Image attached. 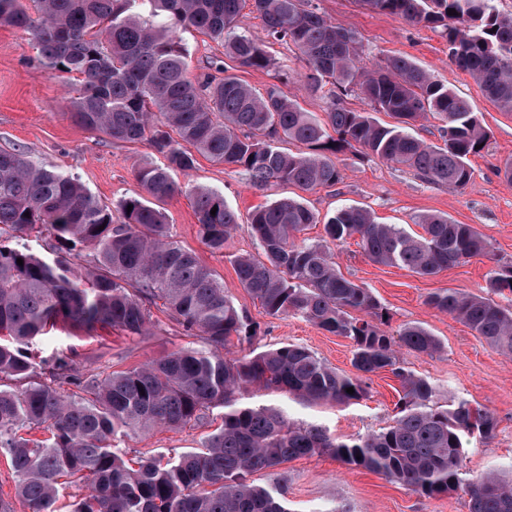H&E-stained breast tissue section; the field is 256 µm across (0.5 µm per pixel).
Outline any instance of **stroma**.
I'll return each instance as SVG.
<instances>
[{
    "mask_svg": "<svg viewBox=\"0 0 512 512\" xmlns=\"http://www.w3.org/2000/svg\"><path fill=\"white\" fill-rule=\"evenodd\" d=\"M319 12L336 26L355 33L362 43L360 63L391 56L407 57L428 70L435 81L465 99L476 113L489 140L487 148L470 159L472 179L461 190L426 182L408 169L374 158L358 157L347 150L335 161L342 175L339 184L306 192L307 205L318 216L341 206L359 205L370 210L378 222L396 224L415 231L414 216L439 214L459 224L473 225L489 242L490 254L474 258L433 276H420L400 266L371 262L356 240L333 247L337 269L347 278L369 288L386 309L389 334L410 324L425 326L441 344L440 352L427 355L403 352L407 370L428 379L437 398L468 400L496 419L492 437L472 435L466 440L463 469L467 478L490 472L512 471V359L478 338L461 321L430 309L427 296L443 288L481 294L488 274L501 266H512V181L498 171L512 157V113L501 111L467 73L448 60V45L440 29L413 25L402 18L378 13L361 0H314ZM242 27L263 40L272 64L255 70L224 55L222 47L204 43L201 35L183 32L191 77L205 71L207 59L222 61L229 73L262 92L278 85L318 119H325L327 104L312 92L300 76L306 70L301 53L288 43L267 38L256 13L243 9ZM67 75L47 69L36 42L24 30L0 25V148H20L32 158L75 176L102 201L113 204L139 193L135 177L139 163L161 162L149 139L116 142L76 125L70 114L73 92ZM180 192L162 207L174 241L194 252L217 277L238 310L259 326L253 341L232 342L229 352L240 358L254 351L286 344L312 350L329 366L352 372V347L348 339L325 332L297 316H267L260 303L238 282L234 261L240 255H258L259 249L247 224L250 213L282 196L295 195L292 186L253 188L246 178L197 156L193 170L176 174ZM205 185L224 194L226 204L239 218V229L223 251H211L200 239L189 190ZM201 337L189 336L172 320L169 312L153 308L148 331L129 336L109 326L86 332L65 323L47 328L29 345L38 358L56 354L72 356L83 374L105 375L142 366L182 348L200 347ZM400 382L390 372L371 375L369 396L356 404L322 402L306 404L276 392L255 387L241 391V402L273 405L299 422L325 427L347 440L387 427L399 398ZM223 408L209 410L204 421L176 431L133 433L123 442L129 456L168 459L178 453L201 449L208 436L222 423ZM287 478V498L292 512H468L464 492L423 497L405 486L361 468L346 465L328 454L291 460L281 467L253 473L252 481L268 486Z\"/></svg>",
    "mask_w": 512,
    "mask_h": 512,
    "instance_id": "obj_1",
    "label": "stroma"
}]
</instances>
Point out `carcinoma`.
Segmentation results:
<instances>
[{
    "label": "carcinoma",
    "instance_id": "1",
    "mask_svg": "<svg viewBox=\"0 0 512 512\" xmlns=\"http://www.w3.org/2000/svg\"><path fill=\"white\" fill-rule=\"evenodd\" d=\"M31 2L29 9L23 0H0V24L27 31L48 69L76 77L74 121L112 141L148 136L164 162L141 163V192L114 208L77 178L23 150L0 149V334L11 338L0 343V453L9 458L16 494L29 512H57L61 491L77 483L87 494L74 512H290L285 482L261 486L250 475L317 453L421 496L462 490L469 512H512V479H467L462 472L465 438L491 436L494 416L466 400L438 404L434 385L402 366L399 349L433 354L439 340L421 325L389 335L381 328L386 312L372 292L344 277L328 252V244L356 236L372 262L433 275L488 255L489 244L475 227L420 214L414 223L423 234L414 236L377 223L363 207L345 206L324 221L322 241L299 243L298 235L318 223L301 201L284 197L250 214L248 226L264 259H235L240 285L270 317L299 316L349 339L355 373L347 374L297 344L250 358L224 355L232 341L256 337L257 326L225 295L224 281L171 239L165 214L154 207L181 190L175 175L193 169L195 152L241 170L257 189L334 187L342 176L333 156L353 148L461 190L472 177L469 156L488 142L468 102L406 57L358 66V37L336 27L311 0H252V7L268 36L291 42L304 55L312 91L323 92L332 80L324 123L274 84L257 94L232 75L188 76L179 37L187 30L221 44L244 67L271 66L263 43L240 30L246 0ZM361 2L413 24L443 27L450 62L470 73L500 110L512 112V12L500 11L497 0ZM351 92L370 110L345 108L342 99ZM429 113L443 122L441 146L412 133ZM292 141L309 152L282 147ZM190 193L199 237L211 251H223L238 216L215 189L195 186ZM44 228L58 243L51 258L20 243ZM507 292L512 294V266L489 276L484 296L446 288L430 294L426 305L457 318L511 359L512 309L493 299ZM158 303L205 346L89 377L77 374L67 356L49 365L28 352L30 341L59 321L88 332L106 324L142 336ZM381 371L394 374L402 388L393 425L351 442L319 425L296 423L278 407L238 403L243 388L258 386L311 402L352 404L368 396L369 376ZM60 380L77 391L62 394ZM216 406L224 407V424L202 450L133 465L119 448L131 432L195 425ZM34 427L51 437L22 436Z\"/></svg>",
    "mask_w": 512,
    "mask_h": 512
}]
</instances>
